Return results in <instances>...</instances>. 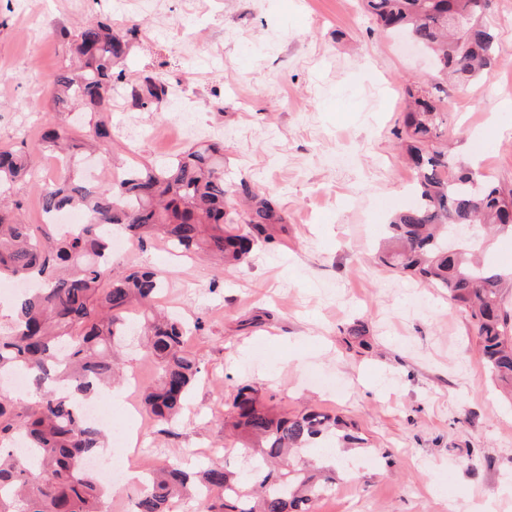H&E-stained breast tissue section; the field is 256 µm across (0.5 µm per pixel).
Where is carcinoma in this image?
I'll list each match as a JSON object with an SVG mask.
<instances>
[{"mask_svg":"<svg viewBox=\"0 0 512 512\" xmlns=\"http://www.w3.org/2000/svg\"><path fill=\"white\" fill-rule=\"evenodd\" d=\"M361 2L377 27L406 30L429 49L446 79L405 87L408 110L398 136L417 172L415 203L388 224L381 261L446 289L468 314L489 372L511 383L512 307L504 293L512 287V271L478 257L474 241L448 243L453 224L511 232L512 187L494 184L439 142L448 126L440 107L448 85L468 86L496 61L497 38L483 21L490 0ZM136 34L102 21L75 31L54 75V99L98 118L79 143L65 125L48 121L36 150L90 146L110 165L112 125L101 113L112 94L113 68ZM167 92L164 82L147 77L130 95L143 106ZM27 154L0 147V189L29 175ZM37 187L43 216L77 207L87 212V223L71 235L55 232L53 224H18L0 199V279L42 281L16 298L17 318L0 329V373L26 372L32 390L20 411L12 396L0 393V512H108L110 489L86 468L105 447L103 429L82 418L81 405L119 372L117 355L128 330L144 329V357L158 370L157 381L143 386V402L160 432L170 433L180 420L203 368L185 349L187 323L156 307L164 278L154 271H116L101 226H117L139 245L155 237L173 252H203L237 266L255 243L273 240L269 227L286 219L274 199L254 194L248 184L224 186V143L209 140L164 164L132 166L115 185L87 181L68 166ZM235 195L248 205L238 214L239 226L227 228L224 202ZM224 426L246 442L244 453L252 459L247 478L217 462L198 470L179 461L151 466L129 512H174L184 498L205 512H308L312 499L335 490L340 471L308 460L283 469L274 462L330 438L341 448L362 444L355 423L320 409L280 412L248 384L237 387Z\"/></svg>","mask_w":512,"mask_h":512,"instance_id":"1","label":"carcinoma"}]
</instances>
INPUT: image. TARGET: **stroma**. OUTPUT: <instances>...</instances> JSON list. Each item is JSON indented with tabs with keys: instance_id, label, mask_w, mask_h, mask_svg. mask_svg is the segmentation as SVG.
Masks as SVG:
<instances>
[{
	"instance_id": "obj_1",
	"label": "stroma",
	"mask_w": 512,
	"mask_h": 512,
	"mask_svg": "<svg viewBox=\"0 0 512 512\" xmlns=\"http://www.w3.org/2000/svg\"><path fill=\"white\" fill-rule=\"evenodd\" d=\"M90 19L137 30L108 105L113 176L220 140L225 186L247 183L287 217L221 274L155 240L114 256L163 271L167 309L202 324L188 348L203 378L172 435L145 421L143 463L242 470L222 421L248 384L279 409L356 422L365 444L336 449L348 473L312 512H512V395L447 292L378 259L390 217L413 204L395 131L405 86L434 75L429 54L378 29L361 0H0V146L72 123L48 80L63 32ZM485 22L497 63L443 102L442 139L511 185L512 0H493ZM147 75L169 97L138 107L130 91ZM50 159L31 153V177L8 190L15 222L41 223L34 185Z\"/></svg>"
}]
</instances>
